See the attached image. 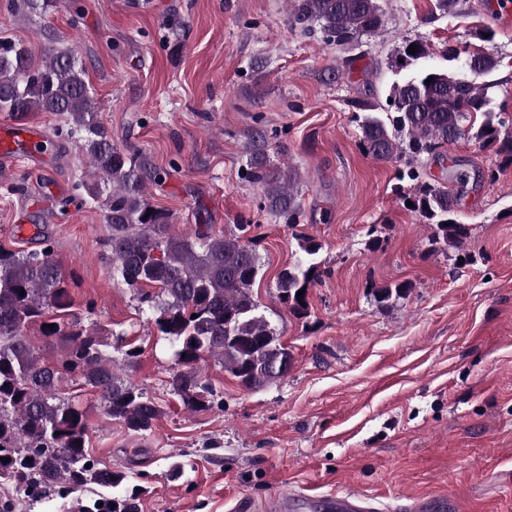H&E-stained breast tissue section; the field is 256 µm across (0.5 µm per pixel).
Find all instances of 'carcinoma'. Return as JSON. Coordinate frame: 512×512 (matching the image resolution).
I'll list each match as a JSON object with an SVG mask.
<instances>
[{
    "label": "carcinoma",
    "mask_w": 512,
    "mask_h": 512,
    "mask_svg": "<svg viewBox=\"0 0 512 512\" xmlns=\"http://www.w3.org/2000/svg\"><path fill=\"white\" fill-rule=\"evenodd\" d=\"M57 0H9L10 11L45 13ZM287 23L306 36L321 34L330 46L359 49L362 38L377 33L382 13L377 0H289ZM46 46L35 56L21 42L0 40V112L23 123L35 112L61 115V142L77 138L93 169V182L77 184L100 202L110 228L107 246L112 278L147 307L157 331L174 347L177 369L169 391L184 408H210L216 390L200 370L210 358L240 385L255 390L288 375L292 355L264 313L253 287L261 261L240 234L216 235L200 224L192 234L172 231V216L146 199L145 165L137 155L112 144L98 120L96 101L85 68L68 49ZM387 62L394 79L387 89V110L369 99L353 102L359 116V146L378 161L402 163L394 191L432 230L431 245L461 248L468 228L455 219L457 199L439 179L425 180L427 161L461 139L494 146L501 163L512 164V125L491 106L490 83L477 78L492 73L498 60L473 54L465 61L473 78L431 63L435 50L414 43ZM430 84H425V81ZM481 121H470L472 115ZM245 177L261 190L263 209L288 225L299 223L297 174L274 163L265 140L252 141ZM300 254L276 282L280 300L303 309L299 290L323 274L322 244L299 238ZM409 285H384L374 292L386 303L402 297ZM54 328H49V325ZM61 349L45 360L28 336L30 328ZM139 356L124 334L104 325L86 326L72 310L66 279L55 259L50 235L37 234V247L16 252L0 246V484L17 496L37 501L52 489L58 497L95 484L125 486L112 500V512H139V485L128 475L100 468L87 451L86 411L59 395V383L80 382L94 392L104 413L134 433L151 430L160 415L154 401L122 374ZM8 461L3 462L1 458Z\"/></svg>",
    "instance_id": "obj_1"
}]
</instances>
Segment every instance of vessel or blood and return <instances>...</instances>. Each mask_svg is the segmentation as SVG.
<instances>
[{
	"label": "vessel or blood",
	"mask_w": 512,
	"mask_h": 512,
	"mask_svg": "<svg viewBox=\"0 0 512 512\" xmlns=\"http://www.w3.org/2000/svg\"><path fill=\"white\" fill-rule=\"evenodd\" d=\"M53 157L43 130L20 127L10 122L0 123V170L24 161L33 169L47 171ZM369 501V496L352 491L327 494L297 492L273 497L266 509L267 512H371Z\"/></svg>",
	"instance_id": "obj_1"
}]
</instances>
